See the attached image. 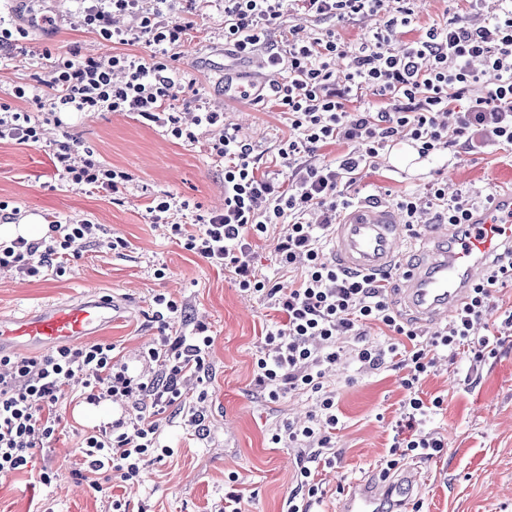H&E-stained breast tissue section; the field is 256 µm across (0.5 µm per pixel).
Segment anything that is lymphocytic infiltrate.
<instances>
[{"instance_id": "1", "label": "lymphocytic infiltrate", "mask_w": 512, "mask_h": 512, "mask_svg": "<svg viewBox=\"0 0 512 512\" xmlns=\"http://www.w3.org/2000/svg\"><path fill=\"white\" fill-rule=\"evenodd\" d=\"M472 11L487 13L485 24L471 26L461 15L432 25L418 38L396 45L395 34L414 15L411 0H224V43L241 57L264 54L268 83L257 89L256 102H268L288 116L293 135L278 150L282 164L295 166L289 185L260 169L254 146L223 113L201 112L185 126L179 103L185 86L175 65V49L189 40L191 25L164 14L147 0H89L84 22L105 39L121 45L144 43L149 59L124 53L100 58L57 60L47 79L33 88L15 87L14 100L0 103V139L39 142L33 110L126 112L174 138L195 142L197 129L212 132L211 147L224 159V209L190 232L171 231L184 248L210 265L235 274L241 290L257 296L279 313L254 357V382L270 402L291 392L316 395L318 409L307 420L288 423L271 436L273 444L296 455L294 487L288 512H314L320 498L318 468L332 448L339 423L336 396L324 379L341 352L360 369L385 364L403 370L408 396L393 427L388 455L390 472L405 460L441 457L444 439L426 425L441 409V397L423 399L420 387L432 373L438 353L479 362L496 352L494 332L478 336L474 325L492 308L491 289L512 279V250L486 281L475 285L468 304L447 324L425 333L404 322L388 296L384 274H353L331 262L326 249L338 210L352 206L340 185L354 184L382 154L406 145L419 158L464 144L474 154L492 146H512V0H466ZM138 10L135 32L114 29L117 12ZM386 13L383 24L359 42L344 44L334 30L303 35L300 19L353 22ZM296 24H288V16ZM123 80H115V72ZM493 81H486V74ZM454 122H447V115ZM340 142L347 150L333 161L315 159L317 147ZM57 174L102 192H118L128 173L112 168L87 150L63 145L52 159ZM428 204L439 222L467 232L474 211L495 209L494 195L470 190L449 194L433 182ZM320 210L313 224L306 216ZM288 232L277 246L281 267L300 269L293 288L260 277L252 264L254 240L264 239L279 224ZM50 240L16 238L0 242V268L40 276L55 261L66 260L73 244L98 239L99 225L56 224ZM153 318L160 331L144 356L155 364L151 375L132 373L113 344L61 346L39 357L0 356V475L27 467L35 451L46 449L60 426L56 408L73 378H80L87 403L123 397L124 417L93 428L81 446L91 473H105L116 484L133 482L141 469L169 455L160 441L158 420L181 396L189 374L205 370L213 342L204 325L187 336L167 335L178 304L154 299ZM369 325L386 331L384 342L363 338Z\"/></svg>"}]
</instances>
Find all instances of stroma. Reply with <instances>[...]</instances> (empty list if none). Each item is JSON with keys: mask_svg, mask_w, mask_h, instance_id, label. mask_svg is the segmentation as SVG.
<instances>
[{"mask_svg": "<svg viewBox=\"0 0 512 512\" xmlns=\"http://www.w3.org/2000/svg\"><path fill=\"white\" fill-rule=\"evenodd\" d=\"M177 9L192 23L179 62L195 81L185 94L191 108L223 112L225 122L252 141L262 167L288 183L291 169L274 162L290 135L285 115L248 98L225 100L215 81L217 72L226 71L241 74L247 86L262 82L260 60L236 58L224 44L222 0L196 8L181 0ZM0 15L24 32L17 48L0 56V101L6 103L12 102L15 87L46 78L58 57L150 56L144 44L123 46L103 39L84 24L77 0H0ZM62 143L93 151L99 160L130 173L131 181L113 196L66 183L50 160ZM407 154L404 148L392 151L364 169L347 195H372L379 201L389 194L421 198L435 179L454 191L512 193V149L472 154L458 145L410 175L404 172ZM162 192L182 203L174 219L191 231L223 209L224 163L212 153L209 137L186 143L119 112H72L62 115L60 123H43L38 143L0 140V205L18 209L24 218L40 216L47 224H97L106 236L124 242L117 250L79 242L78 258L68 261L61 275L51 269L34 279L0 270V316L93 294L112 297L117 305L112 323L92 340L115 344L137 369L145 344L158 333L156 295L176 301L182 310L170 320L169 335L190 334L202 322L213 338L204 382L184 383L180 404L160 416L170 456L147 465L134 483L119 487L106 481L94 490L78 474L80 446L86 431L111 421L114 408L87 404L75 382L57 407L62 426L50 448L35 452L31 469L0 476V512H110L116 499L126 503L127 512H219L225 492L234 489L243 496L245 512H285L294 453L269 447L268 437L283 423L314 412L316 398L293 392L269 403L256 394L254 354L279 316L242 292L232 272L185 250L167 224L152 218L149 203ZM511 315L512 281L507 280L493 286L487 318L500 336L495 356L476 364L440 354L422 383L425 397L444 400L428 428L448 447L441 458L411 462L426 476L414 493L420 512H512V325L506 322ZM401 377L389 367L359 370L347 356L333 367L328 385L338 402L339 424L335 460L319 469L320 512H337L343 488L379 471L406 395ZM198 405L206 415L202 434L184 417L186 409ZM44 469L51 476L47 484L37 477Z\"/></svg>", "mask_w": 512, "mask_h": 512, "instance_id": "1", "label": "stroma"}]
</instances>
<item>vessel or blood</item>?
Wrapping results in <instances>:
<instances>
[{
    "mask_svg": "<svg viewBox=\"0 0 512 512\" xmlns=\"http://www.w3.org/2000/svg\"><path fill=\"white\" fill-rule=\"evenodd\" d=\"M499 217L476 215L468 236L440 224L425 227L428 249L403 262L408 228L387 205L362 201L336 222L332 254L352 273L383 272L403 266L395 302L418 323L439 326L468 303L474 281L504 243H512V194L498 198ZM112 300L93 295L68 304L41 307L20 317L0 319V355L22 349L49 350L93 335L112 320ZM420 473L407 471L350 484L339 512H410Z\"/></svg>",
    "mask_w": 512,
    "mask_h": 512,
    "instance_id": "vessel-or-blood-1",
    "label": "vessel or blood"
}]
</instances>
